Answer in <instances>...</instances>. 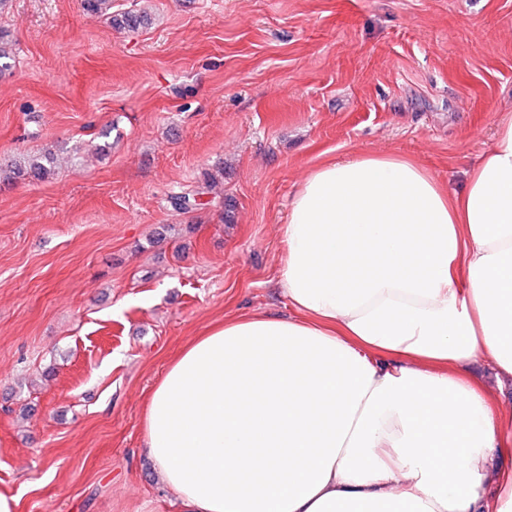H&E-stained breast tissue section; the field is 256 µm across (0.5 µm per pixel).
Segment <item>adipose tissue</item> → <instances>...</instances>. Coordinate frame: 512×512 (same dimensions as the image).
I'll list each match as a JSON object with an SVG mask.
<instances>
[{"mask_svg":"<svg viewBox=\"0 0 512 512\" xmlns=\"http://www.w3.org/2000/svg\"><path fill=\"white\" fill-rule=\"evenodd\" d=\"M277 232L287 313L226 316L146 400L181 512H512V110L461 189L359 153Z\"/></svg>","mask_w":512,"mask_h":512,"instance_id":"adipose-tissue-1","label":"adipose tissue"}]
</instances>
